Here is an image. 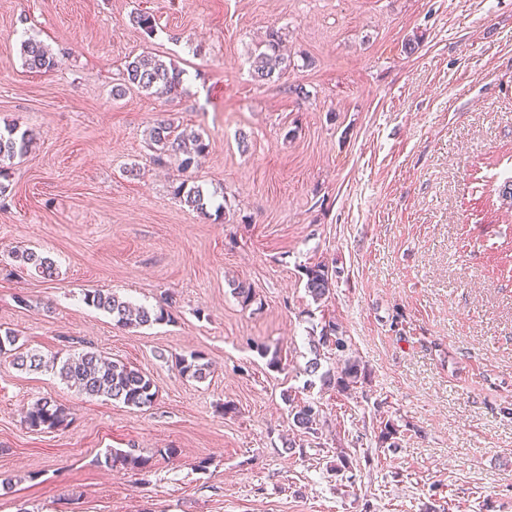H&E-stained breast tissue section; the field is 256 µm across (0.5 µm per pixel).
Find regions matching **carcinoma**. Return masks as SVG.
<instances>
[{
    "label": "carcinoma",
    "mask_w": 512,
    "mask_h": 512,
    "mask_svg": "<svg viewBox=\"0 0 512 512\" xmlns=\"http://www.w3.org/2000/svg\"><path fill=\"white\" fill-rule=\"evenodd\" d=\"M282 35L277 30L270 31L265 40L251 51V73L257 82H270L280 78L289 66V59L281 50ZM20 56L24 64L36 72H51L58 68L59 60L42 41L29 37L21 43ZM182 85V72L176 66L147 53L135 57L126 65L124 83L113 88L112 96L122 97L130 90L144 91L157 96L174 97ZM149 147L153 151V161L159 165L166 158L181 156V170L190 169L196 158L204 154L208 145L200 135L175 133L171 121L160 113L153 120L148 132ZM31 138L25 131L15 126L5 128L0 133V162L21 157L27 153ZM183 196V202L203 216L209 215V200L198 187L185 189V184L176 188ZM497 200L503 207L512 208V174L501 178L494 188ZM18 265L9 271L14 276L24 271L34 270L51 278L56 273L54 262L33 250H24L16 255ZM305 288L315 300H321L330 294L335 279L328 266L316 263L304 268ZM84 302L112 315V320L121 327H141L157 323L169 317L164 307L158 309L134 308L117 295L110 292L93 291L84 294ZM314 350L321 347H334L338 352L350 349V342L340 326L328 321L322 326L319 337L312 340ZM0 356L11 359L13 367L28 371H50L67 386L90 398L105 397L127 407L142 408L151 405L157 390L153 380L143 371L132 368L121 361L109 360L95 350H83L70 353L65 358L53 355L45 357L39 351L18 343V336L11 331L0 333ZM182 375L196 381L206 379L209 363L199 352H192L178 359ZM360 365L357 361L345 359L340 371L321 376L323 384L333 386L339 392H346L358 382ZM283 399L292 406L293 422L300 431L313 434L317 432L319 410L310 402L295 403L292 390L283 392ZM25 423L33 430H60L69 425L66 408L48 398H41L30 405L24 414ZM150 459L136 453V450L111 449L105 454V464L112 468H125L145 471L149 469Z\"/></svg>",
    "instance_id": "cac0c4a2"
}]
</instances>
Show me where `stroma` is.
Listing matches in <instances>:
<instances>
[{"mask_svg":"<svg viewBox=\"0 0 512 512\" xmlns=\"http://www.w3.org/2000/svg\"><path fill=\"white\" fill-rule=\"evenodd\" d=\"M273 28L291 64L261 84L249 56ZM31 35L58 69L23 65ZM145 51L182 70L180 94L113 98ZM159 112L203 136L198 166L154 164ZM12 124L33 141L0 167V329L48 355L79 340L157 397L129 408L0 360V512H512V211L490 198L512 168V0H0ZM27 248L55 277L7 275ZM318 262L338 285L316 302ZM95 290L172 298L170 317L117 326L84 303ZM329 319L362 369L345 393L304 371L339 365L310 348ZM193 351L205 380L176 368ZM289 388L319 408L317 434L294 426ZM43 397L68 428H28ZM385 419L397 447L379 444ZM110 448L149 471L106 466Z\"/></svg>","mask_w":512,"mask_h":512,"instance_id":"obj_1","label":"stroma"}]
</instances>
